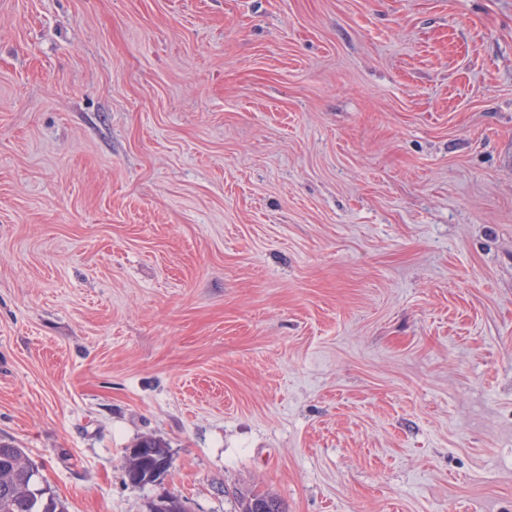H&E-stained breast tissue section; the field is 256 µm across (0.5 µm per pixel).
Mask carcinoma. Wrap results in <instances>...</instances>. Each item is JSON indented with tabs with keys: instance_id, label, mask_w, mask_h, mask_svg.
<instances>
[{
	"instance_id": "carcinoma-1",
	"label": "carcinoma",
	"mask_w": 512,
	"mask_h": 512,
	"mask_svg": "<svg viewBox=\"0 0 512 512\" xmlns=\"http://www.w3.org/2000/svg\"><path fill=\"white\" fill-rule=\"evenodd\" d=\"M139 451L125 458V474L132 483H142L155 463L172 464L166 444L147 437L135 444ZM267 512H283L269 495L251 494L241 501V512H257V503ZM0 512H65L59 497L40 475L38 467L20 448L0 442Z\"/></svg>"
}]
</instances>
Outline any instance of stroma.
Wrapping results in <instances>:
<instances>
[{
    "label": "stroma",
    "mask_w": 512,
    "mask_h": 512,
    "mask_svg": "<svg viewBox=\"0 0 512 512\" xmlns=\"http://www.w3.org/2000/svg\"><path fill=\"white\" fill-rule=\"evenodd\" d=\"M0 439L68 512H512V0H0ZM136 448H144L141 452H136L134 454L127 453L125 458V474L128 482H132L135 484V487L145 486V478L147 474L153 469V474L151 479H155L153 484L161 483L165 475V470L171 468L172 466V458L169 453V449L166 444L162 442L160 439L147 437L141 439L139 442L135 444V447L130 449L132 453ZM158 460H165L166 462H158ZM157 478V479H156ZM141 483V485H138Z\"/></svg>",
    "instance_id": "obj_1"
}]
</instances>
